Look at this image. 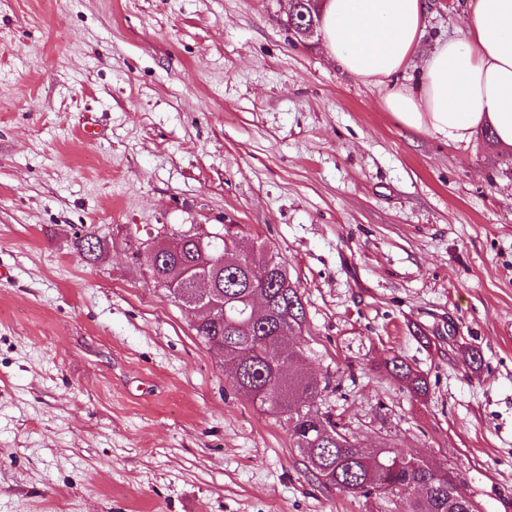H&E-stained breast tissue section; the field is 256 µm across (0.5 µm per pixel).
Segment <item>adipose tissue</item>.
I'll return each mask as SVG.
<instances>
[{"instance_id":"obj_1","label":"adipose tissue","mask_w":512,"mask_h":512,"mask_svg":"<svg viewBox=\"0 0 512 512\" xmlns=\"http://www.w3.org/2000/svg\"><path fill=\"white\" fill-rule=\"evenodd\" d=\"M427 8L426 0H325L321 38L342 69L385 85L382 105L405 128L451 143L489 128L496 146L512 150V0H469L468 41L439 44L414 84L397 83Z\"/></svg>"}]
</instances>
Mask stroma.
<instances>
[{
	"label": "stroma",
	"mask_w": 512,
	"mask_h": 512,
	"mask_svg": "<svg viewBox=\"0 0 512 512\" xmlns=\"http://www.w3.org/2000/svg\"><path fill=\"white\" fill-rule=\"evenodd\" d=\"M289 6L0 0V512H401L321 487L128 243L225 224L301 289L319 410L512 512V151L408 131ZM384 367L390 376L402 388H405L414 398H423L428 392V382L425 375L414 369L410 364L397 355H392L384 361Z\"/></svg>",
	"instance_id": "obj_1"
}]
</instances>
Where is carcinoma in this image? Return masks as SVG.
Listing matches in <instances>:
<instances>
[{"label":"carcinoma","mask_w":512,"mask_h":512,"mask_svg":"<svg viewBox=\"0 0 512 512\" xmlns=\"http://www.w3.org/2000/svg\"><path fill=\"white\" fill-rule=\"evenodd\" d=\"M181 239L175 251H161L162 260L152 264L149 245L139 244L155 286L171 291L188 287L194 276H205L224 296V313H202L193 329L210 350L224 352V361L240 359L232 386L263 410L287 417L291 439L309 469L325 486L365 499L385 488L400 499L403 512H476L462 494L457 477L422 459L394 469L391 460L404 452L396 448L365 451L338 430L337 424L313 409L329 379L310 377L294 368L303 351L295 339L306 327L300 288L288 277L285 264L266 252L251 257L236 253V233L223 227V236L201 238L192 230L173 233ZM81 260L95 262L102 253L101 239L90 244L88 235L76 241ZM265 270L256 279L254 270ZM390 376L411 396L428 392L425 375L397 355L385 359Z\"/></svg>","instance_id":"cac0c4a2"}]
</instances>
